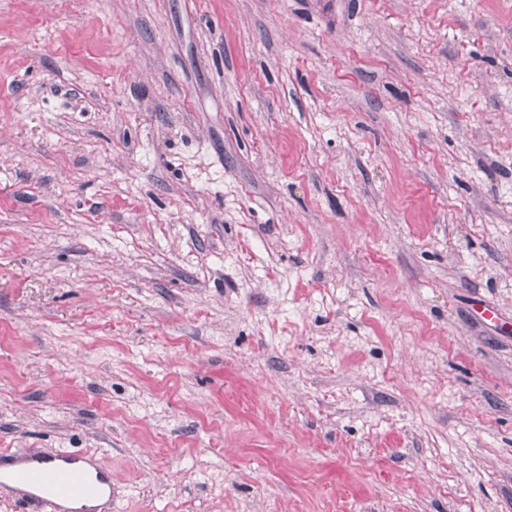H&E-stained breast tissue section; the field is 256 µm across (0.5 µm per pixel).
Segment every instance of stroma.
I'll use <instances>...</instances> for the list:
<instances>
[{"label": "stroma", "mask_w": 512, "mask_h": 512, "mask_svg": "<svg viewBox=\"0 0 512 512\" xmlns=\"http://www.w3.org/2000/svg\"><path fill=\"white\" fill-rule=\"evenodd\" d=\"M0 448L512 512V0H0Z\"/></svg>", "instance_id": "obj_1"}]
</instances>
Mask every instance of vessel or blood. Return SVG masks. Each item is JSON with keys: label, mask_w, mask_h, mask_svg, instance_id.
Returning a JSON list of instances; mask_svg holds the SVG:
<instances>
[{"label": "vessel or blood", "mask_w": 512, "mask_h": 512, "mask_svg": "<svg viewBox=\"0 0 512 512\" xmlns=\"http://www.w3.org/2000/svg\"><path fill=\"white\" fill-rule=\"evenodd\" d=\"M0 486L31 512H111L112 473L95 454L0 448Z\"/></svg>", "instance_id": "obj_1"}]
</instances>
